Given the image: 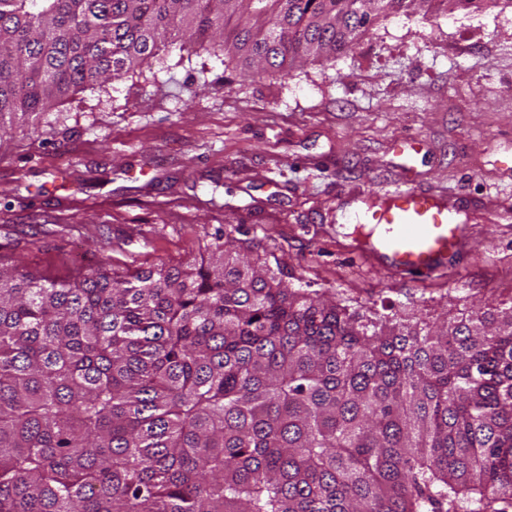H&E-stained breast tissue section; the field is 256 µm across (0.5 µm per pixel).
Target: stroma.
Segmentation results:
<instances>
[{"label":"stroma","instance_id":"obj_1","mask_svg":"<svg viewBox=\"0 0 512 512\" xmlns=\"http://www.w3.org/2000/svg\"><path fill=\"white\" fill-rule=\"evenodd\" d=\"M419 152L406 163L401 143ZM512 0L378 19L354 48L242 81L199 43L68 94L0 137V267L66 280L206 257L216 241L379 314L435 322L512 306ZM413 186L458 198L446 271L393 279L341 223L348 200Z\"/></svg>","mask_w":512,"mask_h":512}]
</instances>
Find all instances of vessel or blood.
I'll list each match as a JSON object with an SVG mask.
<instances>
[{"label":"vessel or blood","mask_w":512,"mask_h":512,"mask_svg":"<svg viewBox=\"0 0 512 512\" xmlns=\"http://www.w3.org/2000/svg\"><path fill=\"white\" fill-rule=\"evenodd\" d=\"M366 216L378 227L369 249L394 278L446 269L468 241L465 225L455 217L453 200L415 187L386 191Z\"/></svg>","instance_id":"vessel-or-blood-1"}]
</instances>
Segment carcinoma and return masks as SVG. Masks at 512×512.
Here are the masks:
<instances>
[{
    "mask_svg": "<svg viewBox=\"0 0 512 512\" xmlns=\"http://www.w3.org/2000/svg\"><path fill=\"white\" fill-rule=\"evenodd\" d=\"M431 2L0 0V137L187 35L285 77ZM510 508L512 306L369 315L222 243L174 271L0 269V512Z\"/></svg>",
    "mask_w": 512,
    "mask_h": 512,
    "instance_id": "obj_1",
    "label": "carcinoma"
}]
</instances>
